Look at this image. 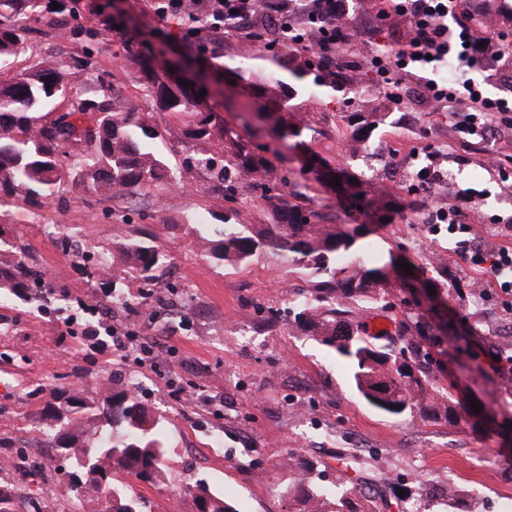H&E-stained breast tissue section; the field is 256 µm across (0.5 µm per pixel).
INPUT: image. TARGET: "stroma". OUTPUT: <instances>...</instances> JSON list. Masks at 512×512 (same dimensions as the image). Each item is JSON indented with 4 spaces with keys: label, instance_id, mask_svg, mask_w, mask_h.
<instances>
[{
    "label": "stroma",
    "instance_id": "stroma-1",
    "mask_svg": "<svg viewBox=\"0 0 512 512\" xmlns=\"http://www.w3.org/2000/svg\"><path fill=\"white\" fill-rule=\"evenodd\" d=\"M31 45L37 55L89 56L92 70L73 75L75 87L98 74L137 111H147L138 68L112 34L80 45L44 23ZM369 68V59L359 61L347 94L304 101L295 119L320 123L325 135L313 150L331 167L371 177L386 221L373 222L337 187L316 182L302 157L289 163L304 187L299 202L326 213L331 224L369 225L370 261L392 263L384 284L391 304L365 309L366 321L384 320L395 333L405 314L433 323L440 307L449 335L469 336V367L447 360L434 377L462 400L476 399L480 411L458 410L449 422L370 407L353 387L347 361L291 326L293 300L308 285L304 273L274 254L237 270L204 257L196 228L212 223L228 203L221 189L202 187L197 173L186 174L185 188L157 189L138 209L67 183L53 204L20 201L0 214V234L26 247L12 260L40 270L49 291L39 303L13 297L0 304V457L24 452L53 391L75 384L93 394L111 375L135 384L138 400L163 417L169 481L162 488L136 484L144 512H194L181 489L198 483L232 498L240 512H288L277 476L297 449L324 470L326 484L378 489L373 512H501L512 504V381L499 377L490 359L512 348L500 337L502 323L512 322V299L489 292L497 316L486 319L470 288L477 270L454 255L447 225H434L430 211L407 207L428 163L424 147L432 145L455 175L453 183L432 187L436 207L452 204L455 186L480 190L484 221L472 233L484 249L497 248L502 239L493 219L512 215V184L491 176L485 161L490 153L512 154V126L498 127L486 155L459 165L452 114L429 111L414 95L394 102L369 79ZM360 110L385 113L386 120L373 132L370 150L350 159L343 115ZM136 229L153 233L168 261L154 282L114 281L115 292L139 298L133 310L108 314V325L125 335L127 348L117 354L107 334L88 338L82 330L92 320L90 307L104 297L99 267L119 266L113 243ZM439 256L455 272L452 286L436 294V306L414 304L406 293L408 268H430ZM358 451L361 472L337 460ZM450 478L459 495L455 505L439 493Z\"/></svg>",
    "mask_w": 512,
    "mask_h": 512
}]
</instances>
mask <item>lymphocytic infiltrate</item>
I'll return each mask as SVG.
<instances>
[{
  "label": "lymphocytic infiltrate",
  "instance_id": "1",
  "mask_svg": "<svg viewBox=\"0 0 512 512\" xmlns=\"http://www.w3.org/2000/svg\"><path fill=\"white\" fill-rule=\"evenodd\" d=\"M493 7L496 14L512 12V0H379L376 21L398 17L409 33L389 50H376L359 38L346 20L344 0H150L158 23L171 22L179 37L193 44L221 46L226 34L248 36L257 13H266L275 32L288 36L287 47L311 57L320 70L336 59L354 62L366 54L374 81L386 86L394 99L404 94L402 76L419 73L421 97L438 112L456 119L463 142L486 144L496 126L512 125V96L491 94L476 72L484 51L474 40L471 19ZM503 227L507 244L487 252L469 240L458 241L461 259L482 273V283L501 293L512 292V216Z\"/></svg>",
  "mask_w": 512,
  "mask_h": 512
}]
</instances>
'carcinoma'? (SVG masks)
Listing matches in <instances>:
<instances>
[{"mask_svg":"<svg viewBox=\"0 0 512 512\" xmlns=\"http://www.w3.org/2000/svg\"><path fill=\"white\" fill-rule=\"evenodd\" d=\"M65 0H0V63L29 54L26 22L43 13L60 16L53 4ZM154 55L136 59L144 96L154 99L156 109L185 120V137L193 154L187 166L202 174L205 182L224 190L231 199L244 188L260 190V199L271 207L270 224H234L230 214L217 216L218 223L205 225L212 234L202 237L208 255L226 267L239 269L259 257L274 253L308 271L312 288L298 299L294 325L322 346L345 357L352 369L356 390L373 407L390 414L417 409L425 417L450 418L459 403L452 393L435 386L430 373L432 358L413 347L395 351L394 339L375 337L352 318L349 304L383 302L376 287L387 275L384 266H373L365 257L367 224H325L323 215L287 198L288 177L269 178L274 161L288 162L278 148L255 143L212 125L211 114L199 109L196 95L214 81L203 68L197 82L183 86L171 74L157 70ZM85 66L76 57H37L26 70L11 78L0 77V206L21 197L33 204H50L56 187L74 176L84 186L126 203L149 197L159 183L181 185L168 159L159 154L154 140L164 136L150 112H134L120 95L108 87L89 96L75 89L70 70ZM231 71L245 83L262 106L250 120L268 128L274 143L293 141V147L311 149L324 136L315 124L291 121L301 108L309 65L288 69V74L271 71L261 78L242 61ZM51 89H46V86ZM59 97L71 98V107L59 112ZM351 128L349 141L365 143L376 123L375 112L345 114ZM348 200L353 208L378 211L376 198L361 182H350ZM121 259V275L153 281L167 261V254L154 238L136 231L114 243ZM448 263L442 262L427 279L434 290L448 287ZM40 284L37 273L23 264L0 261V294L19 296ZM433 335L432 327L419 314L409 315L401 334ZM102 397L88 395L79 386L60 389L38 411L39 432L53 448L66 439L70 460L83 478H67L77 501L89 500L97 512H141L131 485L119 478L158 486L164 477L167 448L159 428L162 419L135 398L132 388L111 379L101 389ZM401 409L396 410L394 406ZM278 488L288 498L290 512H372L360 508L352 491L322 485L312 477L295 453L281 466ZM193 499L195 512H239L237 506L208 488ZM36 503L28 512H59L54 495L24 497L15 485L0 481V512H16V503Z\"/></svg>","mask_w":512,"mask_h":512,"instance_id":"obj_1","label":"carcinoma"}]
</instances>
